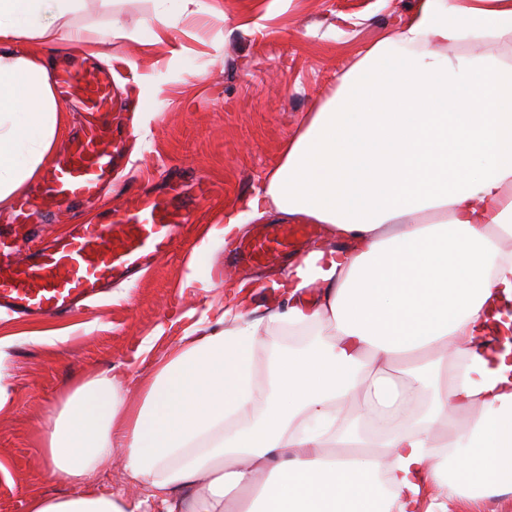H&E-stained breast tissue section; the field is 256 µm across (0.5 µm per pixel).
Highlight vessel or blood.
Returning <instances> with one entry per match:
<instances>
[{
	"mask_svg": "<svg viewBox=\"0 0 512 512\" xmlns=\"http://www.w3.org/2000/svg\"><path fill=\"white\" fill-rule=\"evenodd\" d=\"M59 97L82 111V125L43 171L35 192L12 209L0 228V311L20 316H61L169 255L193 223L209 183L185 188L170 176L162 191L131 193L107 206L96 221L71 224L44 247H23L20 229L61 204L99 199L111 186L127 151V132L112 119L110 70L74 57L54 72ZM315 224H262L232 250L238 265H271L302 238H319Z\"/></svg>",
	"mask_w": 512,
	"mask_h": 512,
	"instance_id": "b4317fda",
	"label": "vessel or blood"
}]
</instances>
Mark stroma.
Segmentation results:
<instances>
[{"label": "stroma", "mask_w": 512, "mask_h": 512, "mask_svg": "<svg viewBox=\"0 0 512 512\" xmlns=\"http://www.w3.org/2000/svg\"><path fill=\"white\" fill-rule=\"evenodd\" d=\"M417 0H203L179 16L177 0H85L79 26L127 31L157 15L177 16L161 44L126 39L101 46L117 87L114 109L143 123L104 201L129 189L161 191L171 173L212 187L188 243L142 277L73 313L38 320L0 315V378L11 388L0 409V512H28L38 493H71L45 478L38 431L50 408L87 373L148 375L179 344L224 310L223 242L204 231L259 189L302 117L336 92L337 79L370 46L398 29ZM209 291L186 287L187 278Z\"/></svg>", "instance_id": "35a3bbf8"}]
</instances>
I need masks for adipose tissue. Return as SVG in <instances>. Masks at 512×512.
I'll use <instances>...</instances> for the list:
<instances>
[{
    "label": "adipose tissue",
    "mask_w": 512,
    "mask_h": 512,
    "mask_svg": "<svg viewBox=\"0 0 512 512\" xmlns=\"http://www.w3.org/2000/svg\"><path fill=\"white\" fill-rule=\"evenodd\" d=\"M82 2L0 0V206L68 133L32 45L128 35L117 20L74 30ZM507 36L512 0H418L342 73L262 189L208 233L229 242L277 215L324 225L328 244L185 332L137 402L116 373L74 384L40 444L48 476L79 490L29 512H144L141 497L83 491L116 457L167 512H447L512 493V349L487 344L512 302V63L441 53ZM277 336L306 342L271 351L258 379L256 350Z\"/></svg>",
    "instance_id": "adipose-tissue-1"
}]
</instances>
